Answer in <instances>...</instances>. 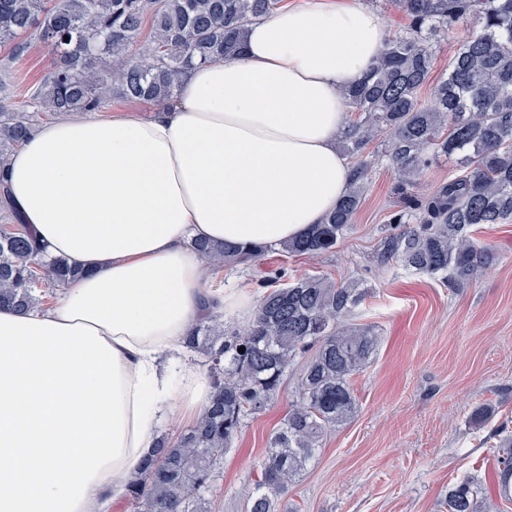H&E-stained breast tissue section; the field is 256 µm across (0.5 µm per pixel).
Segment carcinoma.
<instances>
[{
    "instance_id": "carcinoma-1",
    "label": "carcinoma",
    "mask_w": 512,
    "mask_h": 512,
    "mask_svg": "<svg viewBox=\"0 0 512 512\" xmlns=\"http://www.w3.org/2000/svg\"><path fill=\"white\" fill-rule=\"evenodd\" d=\"M280 0H0V177L10 155L41 121L97 112L114 97L154 107L175 103L193 63L224 62L240 48L242 29L269 16ZM408 26L388 38L376 65L344 92L350 120L341 140L353 159L349 189L321 224L281 246L290 256L332 251L362 206L375 161L396 173V209L374 260L401 262L454 288L467 286L493 260L474 234L512 221V0H395ZM476 18L479 31L448 59L428 103L438 36ZM37 41L51 53L33 90L11 82L13 64ZM461 156L454 178L416 193L439 157ZM220 269L246 265L268 251L195 243ZM78 272L62 258L44 260L18 216L0 224V307L37 304V288H61ZM363 293L355 281L303 276L261 298L252 321L224 329V316L203 310L186 337L202 353L212 393L193 424L162 434L128 482L137 512H216L211 490L224 453L246 420L277 397L304 360L295 399L268 439L247 512H280L288 486L308 468L327 433L356 409L353 377L374 357L380 336L349 323ZM245 351L238 352L239 348ZM496 477L512 500V436L499 440ZM481 484L448 491V512H477Z\"/></svg>"
}]
</instances>
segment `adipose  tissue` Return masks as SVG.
<instances>
[{
  "instance_id": "adipose-tissue-1",
  "label": "adipose tissue",
  "mask_w": 512,
  "mask_h": 512,
  "mask_svg": "<svg viewBox=\"0 0 512 512\" xmlns=\"http://www.w3.org/2000/svg\"><path fill=\"white\" fill-rule=\"evenodd\" d=\"M389 36L362 0H289L235 59L197 65L148 117L70 115L16 151L11 205L80 271L49 306L0 308V512H105L167 419L207 404L185 338L202 309L247 323L194 247L277 246L344 196L343 97Z\"/></svg>"
}]
</instances>
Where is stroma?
I'll use <instances>...</instances> for the list:
<instances>
[{
  "label": "stroma",
  "mask_w": 512,
  "mask_h": 512,
  "mask_svg": "<svg viewBox=\"0 0 512 512\" xmlns=\"http://www.w3.org/2000/svg\"><path fill=\"white\" fill-rule=\"evenodd\" d=\"M396 179L375 166L365 200L336 247L316 257L266 253L224 268L225 292L262 296L275 273L361 278L366 297L353 320L381 336L371 362L353 379L355 417L328 433L308 471L285 498L289 512H446L449 488L469 478L488 483L499 512L512 502L494 486L495 429L512 431V223L479 230L495 262L466 289L371 255L396 197ZM293 382L246 421L225 453L212 490L219 512H246L268 438L288 410Z\"/></svg>",
  "instance_id": "obj_1"
}]
</instances>
